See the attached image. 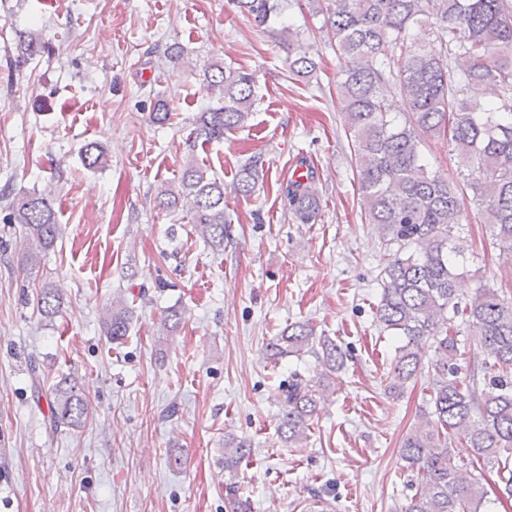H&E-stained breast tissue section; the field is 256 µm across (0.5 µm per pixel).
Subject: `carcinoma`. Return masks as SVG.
Instances as JSON below:
<instances>
[{
  "mask_svg": "<svg viewBox=\"0 0 512 512\" xmlns=\"http://www.w3.org/2000/svg\"><path fill=\"white\" fill-rule=\"evenodd\" d=\"M321 28L336 39L341 62L337 95L351 139L352 162L362 193L361 218L397 249L382 269L376 319L401 338L390 370L381 384L399 395L421 373L417 353L428 340L436 360L430 383L433 411L403 440L401 456L415 472L416 493L404 512H492L491 501L476 471L492 464L504 488L499 497L512 499V300L482 285L463 296L457 283L466 259V240L457 229L465 217L467 191L501 247L512 250V0H307ZM234 8L262 28L277 21L290 0H231ZM419 24L433 29L425 46L410 40ZM16 62L50 51L36 36L19 40ZM317 63L301 47L288 56V70L297 78L311 76ZM215 103L196 117L180 181L160 192L158 203L168 211H186L195 231L213 250L224 249L228 220L224 180L210 174L194 156L199 145L219 142L244 127L258 101L254 73L221 61L204 70ZM470 85L489 88L488 106L470 103ZM400 90L405 121L393 115L390 95ZM166 100L155 99L150 121H169ZM422 134L443 137L453 147L461 180L454 183L429 169L419 149ZM82 161L89 168L105 163L96 141L87 143ZM264 159L253 156L240 166L233 190L243 197L256 192ZM315 168L305 178L281 185L285 206L301 224H315L321 196ZM52 186L43 191L0 189L8 211L5 222L20 224L25 264L33 267L41 253L56 244L60 227ZM60 298L40 289L38 311L58 312ZM133 313L116 296L102 312L101 329L112 342L128 335ZM475 327L477 366L460 364L465 352L457 336L461 326ZM275 359L318 355L323 382L294 374L280 396V437L288 444L308 438L316 409L330 383L341 372L346 354L327 337L315 340L313 329L294 323L267 345ZM51 429H77L91 403L78 382L64 377L47 400ZM461 440L471 448L466 461L452 450ZM250 444L234 436L224 439V469L237 470L250 454Z\"/></svg>",
  "mask_w": 512,
  "mask_h": 512,
  "instance_id": "obj_1",
  "label": "carcinoma"
}]
</instances>
